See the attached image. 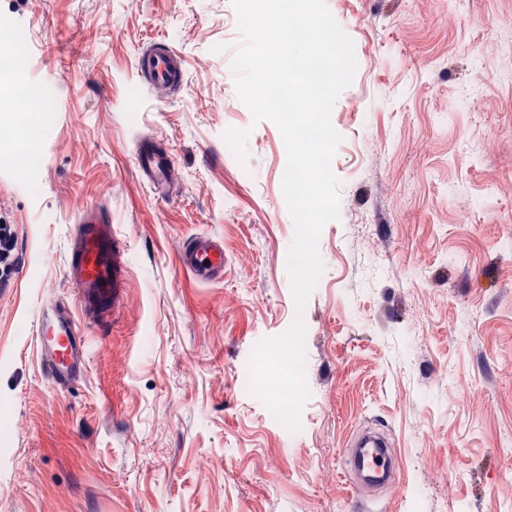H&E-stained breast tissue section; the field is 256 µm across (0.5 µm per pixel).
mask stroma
<instances>
[{
    "mask_svg": "<svg viewBox=\"0 0 512 512\" xmlns=\"http://www.w3.org/2000/svg\"><path fill=\"white\" fill-rule=\"evenodd\" d=\"M357 71L331 120L340 218L304 309L312 395L283 431L249 393L255 345L295 309L282 137L253 122L230 61L232 0H0V89L25 85L30 166L0 142V217L17 265L0 288V512H351L340 450L367 422L405 475L368 512H512V0H327ZM161 39L187 60L175 92L134 74ZM221 110H214V102ZM249 129L248 157L224 148ZM159 137L179 191L133 165ZM126 239L131 286L66 391L36 351L39 308L69 299L80 207ZM224 239V280L177 260Z\"/></svg>",
    "mask_w": 512,
    "mask_h": 512,
    "instance_id": "1",
    "label": "stroma"
}]
</instances>
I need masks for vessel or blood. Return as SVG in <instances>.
Returning <instances> with one entry per match:
<instances>
[{
  "label": "vessel or blood",
  "mask_w": 512,
  "mask_h": 512,
  "mask_svg": "<svg viewBox=\"0 0 512 512\" xmlns=\"http://www.w3.org/2000/svg\"><path fill=\"white\" fill-rule=\"evenodd\" d=\"M137 74L144 85L176 91L184 82V59L169 44H154L140 51ZM134 163L139 182L154 196L169 195L177 175L176 160L166 147L154 138H144ZM179 264L200 283L222 281L223 240L209 234L188 238L180 249ZM66 275L75 288L74 302L46 300L36 328L45 371L60 388L66 387L71 377L87 365L85 325L100 326L114 318L130 286L125 248L106 208L95 205L81 210ZM342 459L343 477L363 494L393 485L402 471L394 438L373 424L363 426L348 438Z\"/></svg>",
  "instance_id": "obj_1"
}]
</instances>
